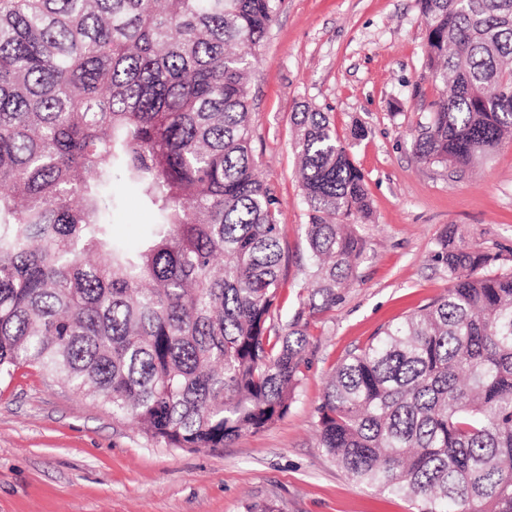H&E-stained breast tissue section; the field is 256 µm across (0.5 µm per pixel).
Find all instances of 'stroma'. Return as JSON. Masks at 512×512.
Wrapping results in <instances>:
<instances>
[{
  "label": "stroma",
  "instance_id": "35a3bbf8",
  "mask_svg": "<svg viewBox=\"0 0 512 512\" xmlns=\"http://www.w3.org/2000/svg\"><path fill=\"white\" fill-rule=\"evenodd\" d=\"M426 38L418 0H281L252 73L251 147L280 200L288 254L281 322L292 320L309 273L293 148L303 106L329 113L372 207L349 288L312 320L309 368L286 416L221 448H169L55 378L20 370L0 380V512H411L404 497L346 478L319 446L316 415L347 353L446 293L435 252L448 225L512 269V140L461 175L414 159L441 93L425 67ZM358 126L364 136L352 137ZM150 221L126 190L115 234L135 245Z\"/></svg>",
  "mask_w": 512,
  "mask_h": 512
}]
</instances>
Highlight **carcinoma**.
<instances>
[{"mask_svg":"<svg viewBox=\"0 0 512 512\" xmlns=\"http://www.w3.org/2000/svg\"><path fill=\"white\" fill-rule=\"evenodd\" d=\"M279 2L0 0V378L36 368L169 448L287 414L372 210L329 114L295 113L311 270L279 323L288 259L248 103ZM418 3L443 90L414 156L464 172L512 136V0ZM118 179L153 217L134 249ZM436 257L447 293L333 368L319 446L415 512H512V272L453 229Z\"/></svg>","mask_w":512,"mask_h":512,"instance_id":"obj_1","label":"carcinoma"}]
</instances>
